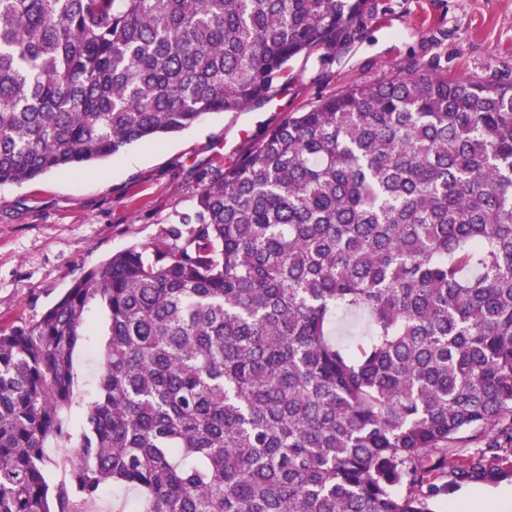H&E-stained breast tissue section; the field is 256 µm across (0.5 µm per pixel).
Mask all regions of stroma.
Listing matches in <instances>:
<instances>
[{
	"label": "stroma",
	"mask_w": 512,
	"mask_h": 512,
	"mask_svg": "<svg viewBox=\"0 0 512 512\" xmlns=\"http://www.w3.org/2000/svg\"><path fill=\"white\" fill-rule=\"evenodd\" d=\"M411 67L512 83V0H379L362 40L326 62L315 53L293 59L270 99L209 114L187 130L131 145L83 171L1 185L0 330L39 318L83 272L113 254L161 240L176 214L194 206L202 174L232 163L288 113ZM100 324L99 313L90 312L73 355L85 401L99 378ZM480 446L473 440L449 449L437 512H448L467 490L512 489V447L501 450L483 477H457Z\"/></svg>",
	"instance_id": "stroma-1"
}]
</instances>
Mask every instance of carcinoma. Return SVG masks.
<instances>
[{"label": "carcinoma", "instance_id": "carcinoma-1", "mask_svg": "<svg viewBox=\"0 0 512 512\" xmlns=\"http://www.w3.org/2000/svg\"><path fill=\"white\" fill-rule=\"evenodd\" d=\"M377 11L0 0V185L239 112ZM202 181L161 242L0 330V512H83L110 486L143 512H433L452 444H512V85H353ZM93 308L102 372L74 434ZM52 442L79 455L58 482Z\"/></svg>", "mask_w": 512, "mask_h": 512}]
</instances>
